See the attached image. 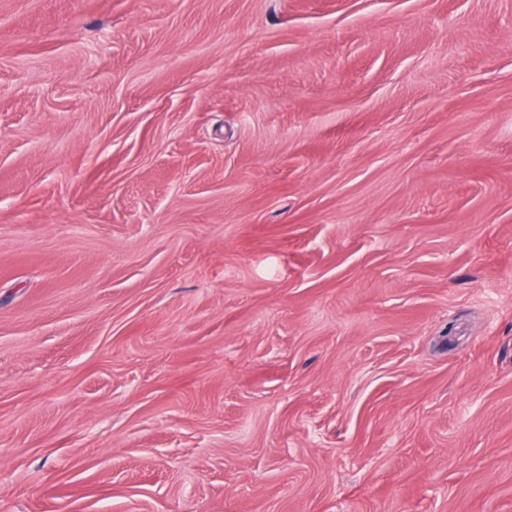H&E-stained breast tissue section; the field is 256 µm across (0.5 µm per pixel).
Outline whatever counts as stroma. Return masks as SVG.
Masks as SVG:
<instances>
[{
	"label": "stroma",
	"instance_id": "obj_1",
	"mask_svg": "<svg viewBox=\"0 0 512 512\" xmlns=\"http://www.w3.org/2000/svg\"><path fill=\"white\" fill-rule=\"evenodd\" d=\"M0 512H512V0H0Z\"/></svg>",
	"mask_w": 512,
	"mask_h": 512
}]
</instances>
